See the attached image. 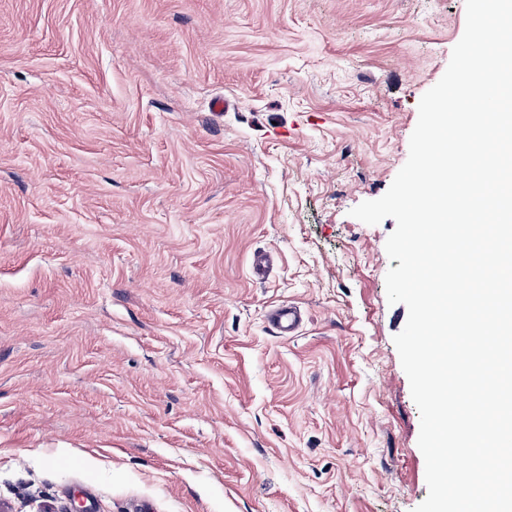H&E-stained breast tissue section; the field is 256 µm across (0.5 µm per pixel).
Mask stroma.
Returning <instances> with one entry per match:
<instances>
[{
    "label": "stroma",
    "mask_w": 512,
    "mask_h": 512,
    "mask_svg": "<svg viewBox=\"0 0 512 512\" xmlns=\"http://www.w3.org/2000/svg\"><path fill=\"white\" fill-rule=\"evenodd\" d=\"M465 23V0H0L1 504L414 512L396 222L350 211ZM280 336L293 335L301 324V313L292 305L284 304L272 310L269 319Z\"/></svg>",
    "instance_id": "obj_1"
}]
</instances>
